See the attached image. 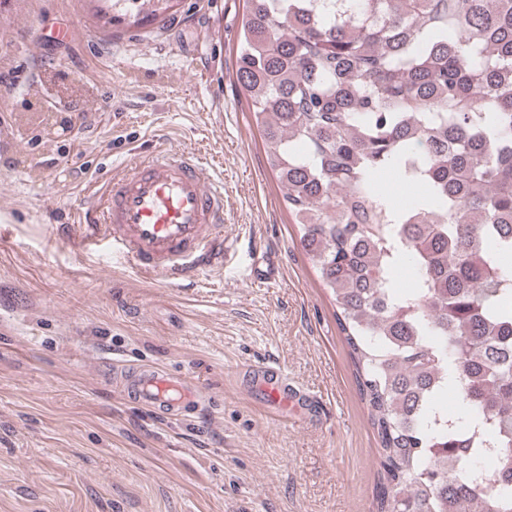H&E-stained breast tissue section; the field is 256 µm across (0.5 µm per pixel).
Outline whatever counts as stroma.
Instances as JSON below:
<instances>
[{
	"mask_svg": "<svg viewBox=\"0 0 512 512\" xmlns=\"http://www.w3.org/2000/svg\"><path fill=\"white\" fill-rule=\"evenodd\" d=\"M242 5L180 0L128 29L98 0H0V512H372L377 443L336 303L236 83ZM165 148L223 180L232 265L162 283L54 235L89 184ZM262 250L269 285L251 280ZM122 361L190 378L205 408L156 418L120 394ZM258 362L317 412L268 418L238 380Z\"/></svg>",
	"mask_w": 512,
	"mask_h": 512,
	"instance_id": "1",
	"label": "stroma"
}]
</instances>
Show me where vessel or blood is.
<instances>
[{
    "instance_id": "b4317fda",
    "label": "vessel or blood",
    "mask_w": 512,
    "mask_h": 512,
    "mask_svg": "<svg viewBox=\"0 0 512 512\" xmlns=\"http://www.w3.org/2000/svg\"><path fill=\"white\" fill-rule=\"evenodd\" d=\"M82 222L83 247L121 254L162 281L199 278L234 256L224 241V185L186 150L134 156L120 174L93 182ZM250 374L271 418L284 417L289 405L316 402L277 366L254 365ZM116 375L125 397L164 419L179 420L202 406L198 386L166 369L124 366Z\"/></svg>"
}]
</instances>
